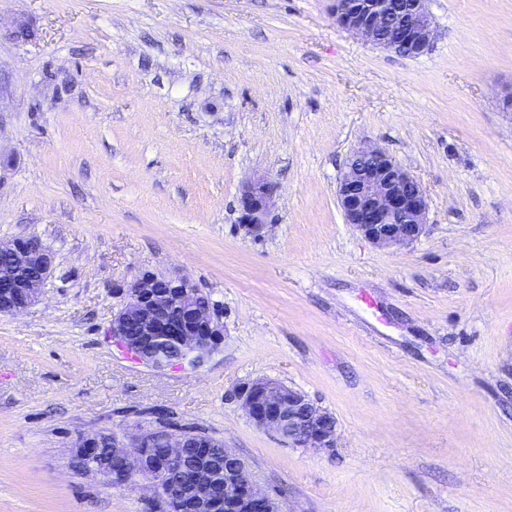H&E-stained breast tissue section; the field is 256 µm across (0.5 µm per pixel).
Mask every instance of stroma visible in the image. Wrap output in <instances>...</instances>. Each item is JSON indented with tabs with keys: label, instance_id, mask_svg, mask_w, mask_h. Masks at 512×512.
<instances>
[{
	"label": "stroma",
	"instance_id": "obj_1",
	"mask_svg": "<svg viewBox=\"0 0 512 512\" xmlns=\"http://www.w3.org/2000/svg\"><path fill=\"white\" fill-rule=\"evenodd\" d=\"M333 5L0 0V240L55 257L41 301L0 315V512H147L145 480L73 472L69 450L160 418L223 440L280 512H512V0H428L412 58ZM362 145L424 187L412 245L346 223ZM262 174L278 192L255 242L237 195ZM147 271L223 310L202 368L108 335ZM262 378L332 414L333 451L249 421L234 393Z\"/></svg>",
	"mask_w": 512,
	"mask_h": 512
}]
</instances>
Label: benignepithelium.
<instances>
[{
  "instance_id": "1",
  "label": "benign epithelium",
  "mask_w": 512,
  "mask_h": 512,
  "mask_svg": "<svg viewBox=\"0 0 512 512\" xmlns=\"http://www.w3.org/2000/svg\"><path fill=\"white\" fill-rule=\"evenodd\" d=\"M336 22L372 44L407 55L424 54L435 38L427 0H335ZM278 186L269 177L246 183L237 198L239 223L259 241L268 227ZM337 199L347 223L380 248L409 245L424 233L428 202L420 182L379 147H362L349 157L337 184ZM0 315H18L37 304L52 272L53 254L34 237L0 242ZM120 301L110 335L155 369L205 365L224 341L223 316L217 306L198 300L201 291L189 277H160L144 272L117 290ZM241 408L258 428L272 431L293 448L336 447V423L306 394L270 379H257L237 391ZM153 432L138 430L122 439L114 434L80 433L71 444L72 470L95 473L124 485L135 476L151 482L157 497L175 499L178 512H279L278 502L252 480L246 462L229 448L224 458L234 466L224 478V496H214L207 466L191 483L162 491L161 475L193 447L187 435L167 430L166 454L148 457L142 449ZM107 454L96 458L99 449Z\"/></svg>"
}]
</instances>
